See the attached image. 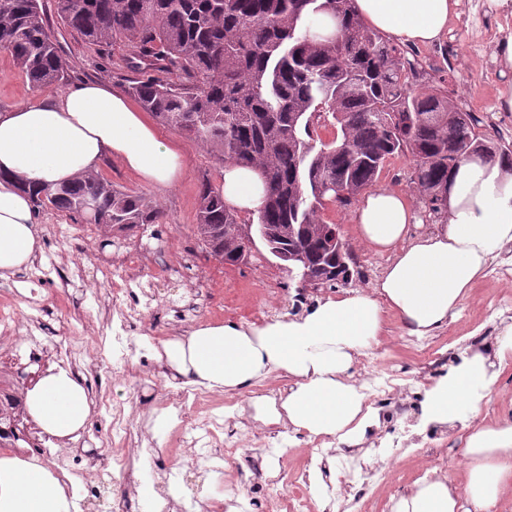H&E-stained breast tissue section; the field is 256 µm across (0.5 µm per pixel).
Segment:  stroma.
<instances>
[{
    "mask_svg": "<svg viewBox=\"0 0 512 512\" xmlns=\"http://www.w3.org/2000/svg\"><path fill=\"white\" fill-rule=\"evenodd\" d=\"M43 8L48 30L68 64L65 86L86 80L102 79L114 89L128 92L137 78L128 65L130 48L123 41L101 48L82 40L57 16L54 0H44ZM512 29V14L496 7L492 0H462L458 17L448 25L445 41L429 47L405 46L409 59L418 61L424 73L423 85L440 87L465 111L475 113L480 122L479 135L497 142L512 144V112L499 107L498 88L512 84V69L496 65L494 46L504 28ZM160 138L177 145L182 153L183 172L179 183L171 189L147 187L115 160L102 164V176L116 188L144 195L159 201L163 217L159 224L149 227L136 241L147 250L160 252L161 270L145 271L143 280L153 288L161 308L157 315L139 322L132 338L139 348L151 349L162 342L189 335L195 329L227 321L246 327L260 326L268 317L295 316L308 311L317 301L344 294L345 290L370 288L381 276L386 260L363 248L356 240L351 212L333 205L327 206L323 218L339 225L356 261L357 275L350 287L301 288L297 277L281 269L264 243H257L247 264L232 266L210 255L195 233L199 189L203 179L221 185V164L203 148L179 130L156 124ZM414 162L408 156L388 159L377 181L378 186L392 187L410 194L420 224H432L414 179ZM37 230L43 245L39 260L45 278L32 279L29 271L16 274L14 281H0V302L15 299L20 309H27L31 297L19 286L38 282L36 297L41 304V327L30 330L26 321L13 329L21 339V351H28V336H35L42 345H71L77 359L90 363L99 357L112 355V277L101 265L105 253L101 242L102 227L87 224L52 209L36 212ZM512 303V278L490 271L487 277L472 288L446 327L423 341L407 336L396 318H388L387 331L379 345L370 353L378 370L398 369L411 374L415 384L414 399H422L425 389L437 377L445 375L451 364L450 352L462 351L472 339L491 349L508 321L502 314L504 302ZM126 368L132 376L128 384L115 380L111 365L97 373L86 374L85 385L94 398L88 423L96 432L95 446L81 445L80 435L56 440L61 451L77 455L84 462H111L112 411L109 401L135 402L139 381L133 373L139 368L138 357H130ZM498 380L484 402L478 420L482 423H506L512 417V362L498 366ZM290 380L286 373L274 372L258 385L237 394V407L246 416L239 433H255L271 443H286L288 456L273 455L268 461L272 468H296L314 453V442L307 435L287 429L259 426L251 421L254 397L268 390L286 391ZM170 481L176 487V499L195 512L197 502L209 497L219 483L211 473H188L186 461L178 455L166 457Z\"/></svg>",
    "mask_w": 512,
    "mask_h": 512,
    "instance_id": "1",
    "label": "stroma"
}]
</instances>
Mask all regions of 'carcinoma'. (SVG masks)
Masks as SVG:
<instances>
[{"mask_svg": "<svg viewBox=\"0 0 512 512\" xmlns=\"http://www.w3.org/2000/svg\"><path fill=\"white\" fill-rule=\"evenodd\" d=\"M68 27L102 48L121 39L142 78L131 93L161 123L189 135L220 163L255 169L264 182L257 225L273 255L301 253L312 288L352 282V254L332 244L322 218L348 208L385 162L410 156L429 212L447 208L448 173L462 161L512 160L505 145L475 132L478 119L439 88L418 87L417 63L369 28L354 0H54ZM327 11L339 34L318 40L312 17ZM0 50L36 89L59 85L66 63L40 0H0ZM336 129L330 141L318 130ZM33 206L74 216L94 199L95 224L128 236L160 223L162 206L122 192L98 173L29 190ZM196 233L229 265L247 251L224 194L202 181Z\"/></svg>", "mask_w": 512, "mask_h": 512, "instance_id": "carcinoma-1", "label": "carcinoma"}]
</instances>
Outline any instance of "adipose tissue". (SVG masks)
I'll return each instance as SVG.
<instances>
[{"label": "adipose tissue", "instance_id": "obj_1", "mask_svg": "<svg viewBox=\"0 0 512 512\" xmlns=\"http://www.w3.org/2000/svg\"><path fill=\"white\" fill-rule=\"evenodd\" d=\"M461 0H355L357 13L382 34L414 46L438 43ZM118 160L151 187L174 186L182 156L163 142L143 112L122 93L96 81L0 110V280L27 269L42 251L30 197L22 183L55 186ZM224 202L259 209L264 185L251 168L225 165ZM448 210L425 232L413 230L406 194L383 187L364 195L351 221L359 242L387 265L368 290L329 299L296 319L243 328L207 326L165 341L168 385L234 393L269 374H288L280 400L255 398L254 421L289 427L311 438L360 443L371 411L354 384L357 358L378 345L394 312L407 335L424 337L447 325L490 266L512 252V163L462 162L448 177ZM512 359V327L497 338L494 356L476 351L424 392L425 423L468 427L470 463L463 488L423 479L396 512H492L512 483V425H475L495 383V362ZM28 412L54 438H66L90 419L92 400L68 369L49 370L26 396ZM74 503L35 462L0 459V512H70Z\"/></svg>", "mask_w": 512, "mask_h": 512}]
</instances>
